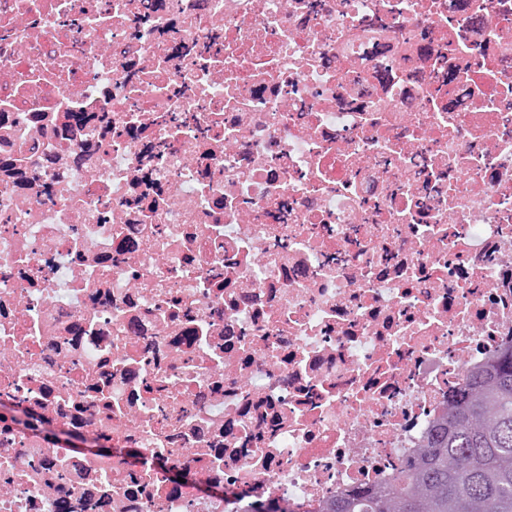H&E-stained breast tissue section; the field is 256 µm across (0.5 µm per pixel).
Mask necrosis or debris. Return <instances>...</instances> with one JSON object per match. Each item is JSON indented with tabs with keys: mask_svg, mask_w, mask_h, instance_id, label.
<instances>
[{
	"mask_svg": "<svg viewBox=\"0 0 512 512\" xmlns=\"http://www.w3.org/2000/svg\"><path fill=\"white\" fill-rule=\"evenodd\" d=\"M511 338L512 0H0V512H327Z\"/></svg>",
	"mask_w": 512,
	"mask_h": 512,
	"instance_id": "obj_1",
	"label": "necrosis or debris"
}]
</instances>
